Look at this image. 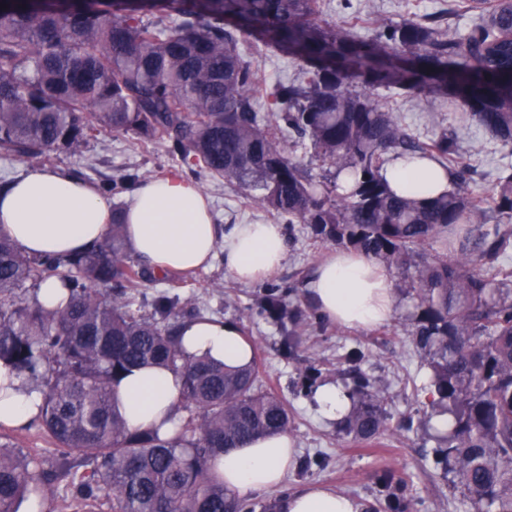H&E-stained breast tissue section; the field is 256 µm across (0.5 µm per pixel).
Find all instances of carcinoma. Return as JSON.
<instances>
[{"instance_id": "1", "label": "carcinoma", "mask_w": 512, "mask_h": 512, "mask_svg": "<svg viewBox=\"0 0 512 512\" xmlns=\"http://www.w3.org/2000/svg\"><path fill=\"white\" fill-rule=\"evenodd\" d=\"M0 156L39 161L82 152L93 134L166 146L191 176L237 184L322 242L362 252L401 274L416 301L412 340L428 357V406L448 416L432 436L435 464L468 512H512V172L486 195L469 187L454 130L414 139L373 97L378 88L432 92L467 104V119L512 152V0L458 4L486 17L465 30L404 20L369 38L321 25L319 0H0ZM302 64L303 79L259 87L243 41ZM268 103L260 115L258 100ZM331 168L329 182L296 155ZM409 155L438 162L451 187L430 201L398 196L380 171ZM347 177L348 190L336 180ZM61 281L65 306L38 291ZM124 240L121 206L106 238L76 254L30 256L0 234V364L43 401L25 428L54 446L55 469L0 443V512H19L33 484L66 479L77 512H256L214 471L228 448L286 433L290 415L262 387L260 361L240 370L186 356L180 326L201 309L158 293ZM269 285L258 313L283 328L318 323ZM151 303L146 316L135 297ZM346 352L352 404L340 431L369 440L387 429L379 380ZM171 366L182 377L175 435L132 430L112 386L132 369ZM388 512H407L402 481L380 477Z\"/></svg>"}]
</instances>
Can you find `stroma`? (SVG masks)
Wrapping results in <instances>:
<instances>
[{"instance_id":"1","label":"stroma","mask_w":512,"mask_h":512,"mask_svg":"<svg viewBox=\"0 0 512 512\" xmlns=\"http://www.w3.org/2000/svg\"><path fill=\"white\" fill-rule=\"evenodd\" d=\"M454 0H324L323 21L355 36H366L380 24L405 19L436 21L445 27L464 29L473 18L452 15ZM380 106L393 112L407 132L427 140L444 128H455L463 161L476 171L475 191L491 190L499 176L512 169V155L477 125L459 123L445 98L434 94L402 93L388 89L377 92ZM48 167L59 168L98 184L127 173L140 180L163 179L178 174L175 159L159 145H148L126 136L106 135L92 141L82 153L51 157ZM198 185L210 197L215 221L221 230L236 224H271L275 218L254 200L246 198L236 185L200 176ZM288 251L282 267L271 276L272 284L297 285L292 303L312 309L305 282L316 263L333 252L331 244L316 240L302 224L285 227ZM157 290L179 295L182 301L199 306L204 315L233 323L254 345L263 360V380L288 403L291 415L289 435L297 443V457L281 489L255 494L256 502L280 499L309 485L335 488L357 502L369 501L377 493V478L385 472L403 478L409 486L408 512H464L461 498L447 478L425 458L419 433L401 430L406 419L427 421L431 410L423 391L429 379L424 354L411 339L416 310L414 302L398 296L393 319L373 330L346 328L324 323L302 332L301 358L281 352L279 328L253 310L262 285H243L224 270L223 258H215L206 269L184 280L159 281ZM352 348L366 358L362 371L380 379L390 416L388 431L368 441H357L339 433L335 422L321 418L310 397L298 390L301 375L309 363L321 370L320 383L348 384L347 375L336 372L338 358Z\"/></svg>"}]
</instances>
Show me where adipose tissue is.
I'll list each match as a JSON object with an SVG mask.
<instances>
[{
	"instance_id": "obj_1",
	"label": "adipose tissue",
	"mask_w": 512,
	"mask_h": 512,
	"mask_svg": "<svg viewBox=\"0 0 512 512\" xmlns=\"http://www.w3.org/2000/svg\"><path fill=\"white\" fill-rule=\"evenodd\" d=\"M383 178L397 193L432 199L451 178L436 165L410 157L387 164ZM130 250L156 272H180L208 266L216 243L224 245V269L235 281L251 285L269 278L287 255V239L278 224H238L221 234L201 188L168 177L138 184L124 205ZM112 222V201L90 182L61 169L25 167L0 188V232L29 254H68L86 250L105 236ZM309 296L327 321L373 329L391 321L396 294L391 272L372 258L339 250L319 263L307 283ZM187 356L207 357L243 367L253 357L251 343L232 323L199 320L179 330ZM181 377L166 367L145 366L124 376L112 390L129 428H178ZM39 390L0 366V423L23 426L38 413ZM296 456L285 434L254 439L225 451L217 469L227 489L240 495L269 491L283 483ZM284 512H360L359 503L322 486L287 495Z\"/></svg>"
}]
</instances>
